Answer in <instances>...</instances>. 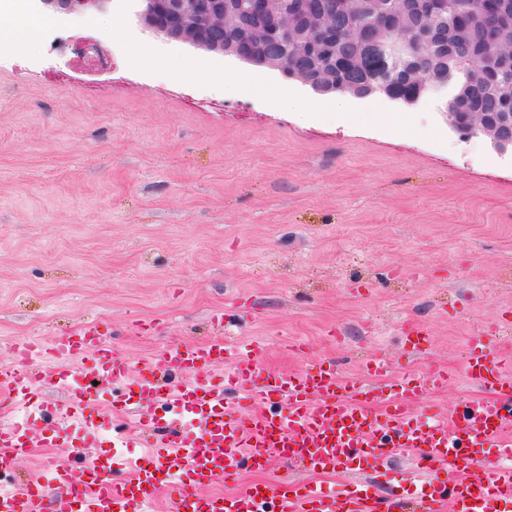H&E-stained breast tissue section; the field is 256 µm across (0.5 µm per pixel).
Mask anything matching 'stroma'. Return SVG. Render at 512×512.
Here are the masks:
<instances>
[{
    "mask_svg": "<svg viewBox=\"0 0 512 512\" xmlns=\"http://www.w3.org/2000/svg\"><path fill=\"white\" fill-rule=\"evenodd\" d=\"M134 11L52 14L26 54L0 53V366L17 341L93 322L130 360L129 391L142 362L219 335L227 309L268 372L332 360L356 378L374 355L395 376L445 368L420 406L453 410L474 391L473 337L512 354V159L450 131L443 95L407 110L347 96L315 116L300 82L166 42ZM66 426L118 474L147 453ZM292 474L341 481L275 460L197 493Z\"/></svg>",
    "mask_w": 512,
    "mask_h": 512,
    "instance_id": "obj_1",
    "label": "stroma"
}]
</instances>
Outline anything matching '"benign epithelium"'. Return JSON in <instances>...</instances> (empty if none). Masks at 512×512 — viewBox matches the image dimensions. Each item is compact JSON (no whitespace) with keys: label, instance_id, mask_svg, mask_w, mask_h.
<instances>
[{"label":"benign epithelium","instance_id":"obj_1","mask_svg":"<svg viewBox=\"0 0 512 512\" xmlns=\"http://www.w3.org/2000/svg\"><path fill=\"white\" fill-rule=\"evenodd\" d=\"M50 11L80 14L103 8L109 0H38ZM136 17L144 30L167 42L188 43L223 57L264 66L297 79L313 92L338 90L355 98L379 97L413 107L419 95H400L394 81L417 87L431 82L448 89V126L465 123L487 137L498 155L512 156V17L496 0L482 15L483 65L470 67L454 53L473 44L471 28L446 26L456 0H337L319 15L311 0H138ZM344 36L353 48L357 73L337 83L330 67L313 72L302 51L318 49L332 34ZM379 57L386 63L380 78L364 73L363 63ZM487 88L505 112H457L455 107L477 88Z\"/></svg>","mask_w":512,"mask_h":512}]
</instances>
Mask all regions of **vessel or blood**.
<instances>
[{
	"label": "vessel or blood",
	"instance_id": "b4317fda",
	"mask_svg": "<svg viewBox=\"0 0 512 512\" xmlns=\"http://www.w3.org/2000/svg\"><path fill=\"white\" fill-rule=\"evenodd\" d=\"M15 362L0 367V407L28 409L38 388L66 394V414L87 429H99L96 402L102 391L125 380L129 363L93 324L51 345L14 344ZM176 383L162 381L144 365L134 394L113 405L141 416L152 405L188 412L198 424L163 436L138 461L131 477L117 478L108 456L83 449V482L71 467L46 468L62 490L68 512H153L155 494L178 479L167 512H512V375L503 372L482 342H474L466 376L474 393L448 414L419 411L423 393L448 382L447 371L387 380L388 363L375 357L364 377L343 376L334 362L300 372H264L258 345L215 336L200 344L167 349ZM222 366L220 378L210 375ZM31 446L25 421L0 417V468L11 467ZM495 449L485 466L483 449ZM408 461V486L380 493L363 472ZM309 471L342 475L327 492L288 477L236 495L200 496L196 489L237 471L262 469L272 459ZM41 481L0 488V512H46Z\"/></svg>",
	"mask_w": 512,
	"mask_h": 512
}]
</instances>
